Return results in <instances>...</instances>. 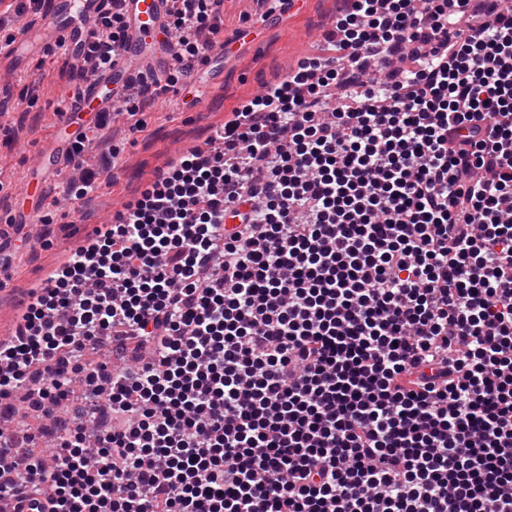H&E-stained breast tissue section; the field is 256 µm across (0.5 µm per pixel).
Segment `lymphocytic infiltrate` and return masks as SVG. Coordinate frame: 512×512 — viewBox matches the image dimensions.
I'll list each match as a JSON object with an SVG mask.
<instances>
[{"label":"lymphocytic infiltrate","instance_id":"1","mask_svg":"<svg viewBox=\"0 0 512 512\" xmlns=\"http://www.w3.org/2000/svg\"><path fill=\"white\" fill-rule=\"evenodd\" d=\"M222 2L172 0L167 84ZM343 2L339 57L31 293L0 393L54 406V462L0 440L15 512H512V10ZM108 7L73 97L125 40Z\"/></svg>","mask_w":512,"mask_h":512}]
</instances>
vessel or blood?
<instances>
[{
	"instance_id": "obj_1",
	"label": "vessel or blood",
	"mask_w": 512,
	"mask_h": 512,
	"mask_svg": "<svg viewBox=\"0 0 512 512\" xmlns=\"http://www.w3.org/2000/svg\"><path fill=\"white\" fill-rule=\"evenodd\" d=\"M102 0H48L34 39L0 43V59H13L36 44L64 43L72 59H80L85 47L96 40L95 20ZM170 0H123L128 21L127 40L107 71L83 83L82 96L67 103L64 124H87L89 118L116 107L120 99L137 93L143 77L164 78L168 58L174 53L166 20ZM71 144L63 138L37 155L38 168L61 169L70 159Z\"/></svg>"
}]
</instances>
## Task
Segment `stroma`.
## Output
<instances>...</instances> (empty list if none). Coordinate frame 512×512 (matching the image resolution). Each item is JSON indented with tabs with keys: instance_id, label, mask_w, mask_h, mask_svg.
Instances as JSON below:
<instances>
[{
	"instance_id": "stroma-1",
	"label": "stroma",
	"mask_w": 512,
	"mask_h": 512,
	"mask_svg": "<svg viewBox=\"0 0 512 512\" xmlns=\"http://www.w3.org/2000/svg\"><path fill=\"white\" fill-rule=\"evenodd\" d=\"M268 0H225L224 38L235 41L247 32L249 43L224 60V81L210 88L203 110L185 104L183 95L167 93L152 99L137 120L126 113L106 116L102 137L85 150L83 168L103 167L89 201L68 193L80 185L83 168L51 178L36 222L24 238L13 239L9 266L0 270V328L13 329L23 316L18 302L59 269L84 243L89 224L109 221L132 200L139 186L158 169L204 144L210 128L222 125L235 109L265 85L280 83L289 67L306 57L332 58L334 45L317 44L318 30L335 18L339 0H298L288 14L264 19ZM74 63L61 50L42 49L25 69H0V228L10 224L15 193L34 166L39 146L56 133L57 106L69 83ZM38 96H31V83Z\"/></svg>"
}]
</instances>
